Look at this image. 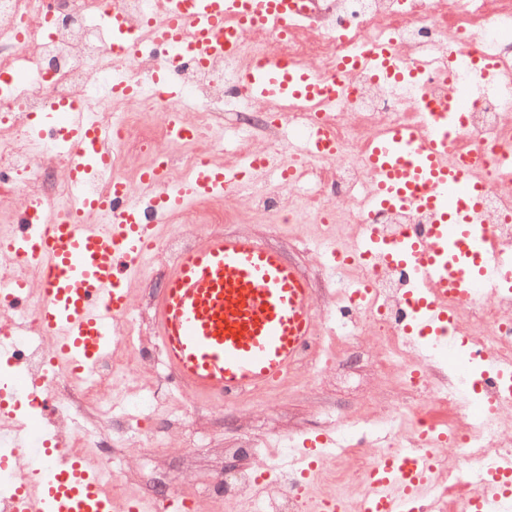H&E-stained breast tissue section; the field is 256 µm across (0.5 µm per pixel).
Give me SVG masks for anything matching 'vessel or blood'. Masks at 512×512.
I'll use <instances>...</instances> for the list:
<instances>
[{"mask_svg": "<svg viewBox=\"0 0 512 512\" xmlns=\"http://www.w3.org/2000/svg\"><path fill=\"white\" fill-rule=\"evenodd\" d=\"M290 0H180L160 23L162 41L171 55L185 50L208 58L234 50L240 28L224 26L233 11L242 25L255 17L287 18ZM352 67L371 72L385 83L404 80L406 70L386 44L355 56ZM258 101L302 99L335 101V93L310 69L277 60L254 67L246 77ZM61 127L73 155L71 177L84 185L90 171L105 170L110 156L100 132L73 109ZM300 146L321 155L335 149L321 127H304ZM373 183L369 205L408 206L427 211L433 225L427 237L382 247L369 235L358 255L385 251L389 261H415L433 294L418 300V321L428 334L448 324V310L434 297L455 296L470 288L496 285L512 276V267L494 261L479 231L484 196L480 180L464 163L448 160V133L428 135L411 127L388 130L371 145ZM144 182L158 191L151 205L124 186L111 196L84 194L81 215H53L40 224L18 225L10 246L42 265L39 300L28 304V287L0 281V307L28 317L34 329L54 340L53 355L86 372L109 348L114 327L131 313L125 285L141 270L157 218L186 202L224 192L232 180L223 168L201 163L186 179L169 183L158 170H146ZM118 209L115 224L87 222L88 210ZM154 321L164 365L176 382L195 397L234 401L249 390L279 380L310 345L319 325L315 293L307 276L258 237L214 232L202 245L176 257L154 305ZM43 382L20 373L0 387V426L15 419V408L31 397L45 398ZM9 466L29 464L28 477L9 494L7 512H112V500L98 475L66 457L60 443L50 442L35 426L13 435ZM431 471L429 457L410 465L388 459L373 475L375 492L367 512H399L414 497Z\"/></svg>", "mask_w": 512, "mask_h": 512, "instance_id": "obj_1", "label": "vessel or blood"}]
</instances>
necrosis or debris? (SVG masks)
Segmentation results:
<instances>
[{
	"instance_id": "obj_1",
	"label": "necrosis or debris",
	"mask_w": 512,
	"mask_h": 512,
	"mask_svg": "<svg viewBox=\"0 0 512 512\" xmlns=\"http://www.w3.org/2000/svg\"><path fill=\"white\" fill-rule=\"evenodd\" d=\"M115 9L130 21L125 37L141 43L136 57L119 55L122 39L113 37L104 20ZM164 11L159 0H0V204H18L24 223H37L43 208L65 213L76 207L65 137L52 128L39 136L32 132L33 119L58 103L91 113L108 134L112 171L92 181L100 195L111 191L116 176L131 191H141L145 166L161 165L176 182L206 159L234 169L256 157H285L287 143L271 117L278 111L292 127L323 125L336 143L335 156L295 152L299 175L287 192L273 185L235 187L230 194L237 208L212 202L204 213L172 211L165 220L176 232L156 241L157 266L190 245L198 225L234 224L253 214L277 215L339 249L355 248L372 233L392 244L428 233L433 219L427 212L374 211L368 205L371 143L403 125L423 131L457 127L450 157L473 162L484 185L483 230L493 248L512 256V97L478 90L461 116L439 109L454 86L480 82L471 64L474 52L493 57L498 75L512 82V0H295L287 29L254 24L234 52L209 63L163 55L153 28ZM384 40L411 70L409 81L385 84L362 70L339 71L344 58ZM271 57L341 82L342 98L329 107L253 101L245 73ZM162 69L189 91L190 102L169 99L157 81ZM114 73L138 86L136 98L113 100ZM184 124L190 137L177 133ZM349 269L363 296L340 292L331 301L351 314V335L317 338L295 372L319 378L341 363L356 336H374L376 372L395 393L370 403L356 419L376 422L379 440L372 448L348 442L322 449V464L303 486V459L295 449L261 450L250 436H241L231 450L235 466L214 480L197 478L198 484L217 486L210 502L219 512H313L314 501L325 497L334 498L341 512H365L371 472L396 452L436 458L404 512H464L497 470L512 469V408L504 405L512 395V292L448 298L453 327L466 331L463 354L474 365L461 374L447 367L438 337L403 329L421 285L410 265L375 254ZM0 329L17 341L22 371L52 378L54 408L27 402L25 413L65 439L69 456L98 464L118 512H169L174 481L161 479L141 490L129 456L134 446L168 445L186 428L163 381L139 395L130 387L152 363L145 353L151 339L144 315L122 321L118 347L89 375L51 366L48 340L26 319L4 320Z\"/></svg>"
}]
</instances>
